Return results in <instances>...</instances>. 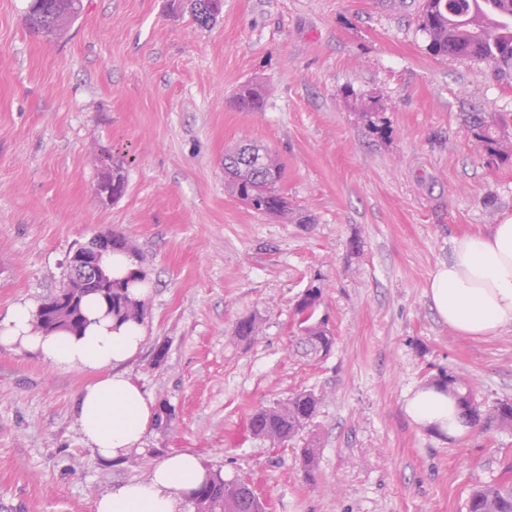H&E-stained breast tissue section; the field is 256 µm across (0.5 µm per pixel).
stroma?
I'll return each mask as SVG.
<instances>
[{
    "mask_svg": "<svg viewBox=\"0 0 512 512\" xmlns=\"http://www.w3.org/2000/svg\"><path fill=\"white\" fill-rule=\"evenodd\" d=\"M29 3L0 0V319L52 296L79 245L125 237L153 291L124 370L173 420L124 462L101 461L75 403L94 374L0 347V512H94L181 451L250 482L267 512H466L473 489L501 480L512 429L491 411L512 399V330L456 334L426 285L452 237L512 212V164L464 132L469 112L512 122V86L486 63L429 55L419 0H224L206 27L186 0H83L55 42L28 31ZM246 85L268 88L262 111L237 107ZM246 139L281 156L280 188L311 223L225 190L224 151ZM105 150L126 176L110 203ZM314 286L335 336L319 360L294 351L295 303ZM250 314L262 334L249 343L233 331ZM451 374L481 411L461 439L405 412ZM304 389L323 401L294 441L250 433L256 410Z\"/></svg>",
    "mask_w": 512,
    "mask_h": 512,
    "instance_id": "1",
    "label": "stroma"
}]
</instances>
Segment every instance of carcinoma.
<instances>
[{
    "label": "carcinoma",
    "instance_id": "1",
    "mask_svg": "<svg viewBox=\"0 0 512 512\" xmlns=\"http://www.w3.org/2000/svg\"><path fill=\"white\" fill-rule=\"evenodd\" d=\"M81 10L82 0H31L25 22L31 33L57 40L68 33ZM190 10L200 26L216 20L210 12L209 0H193ZM419 29L426 36L429 54L484 61L491 66L496 79L512 83V0H425ZM267 94L268 90L262 86H246L238 92L236 103L242 110L259 112ZM353 104L366 118L368 127L379 130L370 102L355 97ZM465 126L468 135L482 143L490 154L505 161L512 160V134L506 125L482 112H471L465 119ZM282 169L279 156L256 142L236 145L224 153V185L233 196L255 211L286 222H298L296 210L278 189ZM128 285L127 280L114 279L112 288L107 289L90 281L78 289L72 305L62 310L55 322L43 321L48 312L41 305L32 325L42 333L59 329L79 332L86 323L83 302L90 295L99 296L106 314L114 319L142 321L146 302L130 296ZM321 296V289L309 288L295 306L300 331L297 352L311 359L327 356L335 341L328 324L316 318ZM260 329L259 319L249 315L238 320L234 333L237 339L251 342L259 336ZM444 386L456 396L466 417L480 419V409L471 393L460 392L454 376H448ZM320 403L321 397L310 390L295 392L272 407L256 410L251 418L252 434L286 443L316 415ZM301 455L304 471L311 478L317 467L319 448L310 444L301 449ZM191 503L194 512H265L264 503L249 490L245 481L226 479L219 470L199 488ZM466 510L512 512V481L501 480L472 491Z\"/></svg>",
    "mask_w": 512,
    "mask_h": 512
}]
</instances>
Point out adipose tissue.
<instances>
[{
  "label": "adipose tissue",
  "mask_w": 512,
  "mask_h": 512,
  "mask_svg": "<svg viewBox=\"0 0 512 512\" xmlns=\"http://www.w3.org/2000/svg\"><path fill=\"white\" fill-rule=\"evenodd\" d=\"M426 294L440 322L474 338L512 328V214L484 233L451 239L447 261L431 274ZM35 305L15 306L0 320V347L39 354L56 368L100 372L76 397L85 443L104 460H120L141 449L154 423L150 395L121 364L132 359L145 339V327L107 316L97 296L84 301L87 325L82 334L37 333ZM407 415L417 424L458 439L472 425L455 397L435 386L418 388L407 399ZM211 471L191 452L169 454L148 478L129 482L96 501L95 512H184Z\"/></svg>",
  "instance_id": "ef3b65f1"
}]
</instances>
